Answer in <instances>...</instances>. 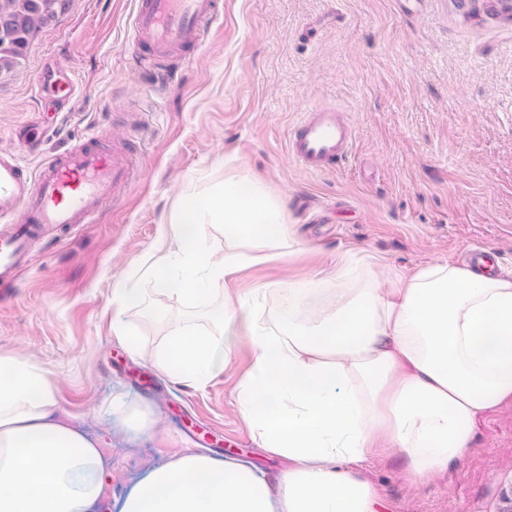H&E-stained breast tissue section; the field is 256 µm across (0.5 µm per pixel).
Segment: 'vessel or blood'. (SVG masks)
<instances>
[{"instance_id": "obj_1", "label": "vessel or blood", "mask_w": 512, "mask_h": 512, "mask_svg": "<svg viewBox=\"0 0 512 512\" xmlns=\"http://www.w3.org/2000/svg\"><path fill=\"white\" fill-rule=\"evenodd\" d=\"M215 0H140L133 19L136 43L155 54L197 43L215 15ZM353 146L351 128L336 108L310 109L294 127L290 153L311 172L345 161ZM130 164L125 155L85 142L24 170L13 155L0 154V301L10 298L32 244L53 225L93 223L111 193L125 186Z\"/></svg>"}]
</instances>
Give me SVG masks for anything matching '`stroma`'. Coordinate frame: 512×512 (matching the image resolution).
<instances>
[{
	"instance_id": "35a3bbf8",
	"label": "stroma",
	"mask_w": 512,
	"mask_h": 512,
	"mask_svg": "<svg viewBox=\"0 0 512 512\" xmlns=\"http://www.w3.org/2000/svg\"><path fill=\"white\" fill-rule=\"evenodd\" d=\"M219 2L200 47L162 62L163 85L128 66L144 51L130 37L139 0H67L21 66L0 74V153L33 172L91 137L105 149L122 144L132 158L126 190L94 223L35 249L12 299L0 302V352L43 365L58 416L104 438L106 498L115 506L181 448L249 463L273 485L288 467L237 408L254 363L249 339L203 385L145 360L174 324L208 327L225 294L192 311L138 281L146 305L124 318L143 357L112 333L113 288L133 264L171 248L161 222L188 187L204 192L247 175L283 196L300 254L247 266L226 282L234 295L265 287L268 312L287 309L298 281L335 287L346 253L374 257L392 280L428 262L462 265L483 248L512 270V18L493 14L489 0ZM58 60L77 84L62 116L53 92L31 94ZM322 105L340 109L353 148L336 169L310 173L287 143L303 114ZM21 131L40 141V153H25ZM116 395L149 403L158 432L111 415ZM402 468L391 456L366 472L385 512H502L512 497V402L479 420L470 456L447 476L411 489Z\"/></svg>"
}]
</instances>
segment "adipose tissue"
<instances>
[{"label":"adipose tissue","instance_id":"1","mask_svg":"<svg viewBox=\"0 0 512 512\" xmlns=\"http://www.w3.org/2000/svg\"><path fill=\"white\" fill-rule=\"evenodd\" d=\"M206 222L233 246L223 261L207 257ZM161 234L177 251L138 274L190 308L245 265L300 251L280 197L245 175L187 191ZM382 276L348 259L335 287L289 288L287 312L256 304L242 315L244 298L228 294L208 329L175 325L151 360L196 385L220 351L251 338L239 411L289 468L274 492L240 461L186 450L151 470L120 512H380L361 462L396 452L412 487L456 468L478 418L512 399V273L436 262L387 288ZM56 405L45 367L0 352V512H98L112 480L104 442L57 420Z\"/></svg>","mask_w":512,"mask_h":512}]
</instances>
